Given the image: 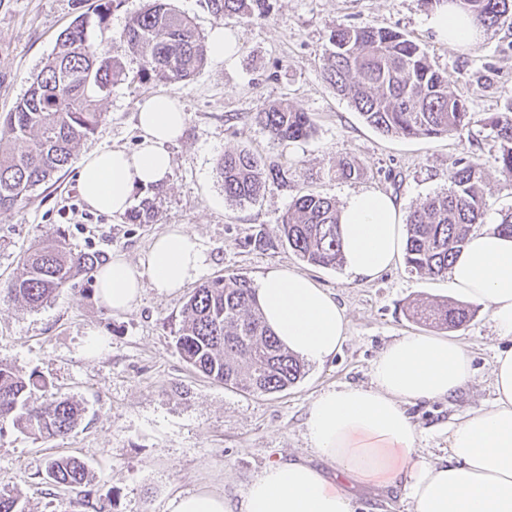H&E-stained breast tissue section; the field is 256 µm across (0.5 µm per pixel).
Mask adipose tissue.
<instances>
[{"label":"adipose tissue","mask_w":512,"mask_h":512,"mask_svg":"<svg viewBox=\"0 0 512 512\" xmlns=\"http://www.w3.org/2000/svg\"><path fill=\"white\" fill-rule=\"evenodd\" d=\"M429 25L454 47L475 44L482 35L453 4L433 13ZM185 123L175 98H147L138 113V149L90 153L79 174L82 199L98 212L121 214L137 191L163 185L172 168L166 146L182 136ZM340 231L345 268L355 278L379 277L405 246L400 209L378 191L349 197ZM204 261L197 237L171 226L153 240L145 265L113 254L95 273L97 296L123 313L145 287L165 294L183 288ZM448 286L490 312L501 345L491 369L494 397L449 427L447 458L425 460L406 407L456 396L475 378L472 354L455 339L408 334L378 355L370 386H335L311 401L305 429L313 459L270 463L235 499L207 486L175 493L169 512H354L353 483L402 489L412 512H512V237L495 228L472 233L448 270ZM255 292L265 321L290 353L320 364L341 348L345 310L310 277L273 269Z\"/></svg>","instance_id":"adipose-tissue-1"}]
</instances>
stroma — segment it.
Listing matches in <instances>:
<instances>
[{"label":"stroma","instance_id":"1","mask_svg":"<svg viewBox=\"0 0 512 512\" xmlns=\"http://www.w3.org/2000/svg\"><path fill=\"white\" fill-rule=\"evenodd\" d=\"M146 4L123 0L107 28L94 32L130 68L138 57L120 34ZM171 5L201 34L219 23L232 29L240 43L237 59L229 65L207 59L177 85L151 83L134 92L113 87L102 103L100 127L76 149L67 169L14 212L0 215V293L19 274L28 249L45 238L60 235L75 250L107 258L120 252L141 264L158 233L181 225L203 248L202 280L234 274L254 283L287 266L335 295L345 309L346 339L323 364H306L304 376L288 390L257 395L203 376L176 351L189 288L170 295L145 289L137 305L121 314L100 303L90 275L77 277L36 310L0 296V363L40 376L50 392L74 397L85 408L64 439L36 440L0 427V490L18 495L27 512L73 510V493L44 478V462L52 456L72 455L88 465L92 500L105 512H168L174 493L200 485L236 492L270 462L309 454L305 419L319 393L341 384L370 385L374 360L394 339L433 334V327L409 318L408 308L419 300L452 298L447 278L412 273L401 260L373 280L351 278L341 265L307 264L278 228L296 197L314 192L341 206L352 193L376 190L406 214L447 190L452 162L465 157L484 171L486 223H500L512 212V189L503 187L499 172L500 142L487 123L512 93L511 29L485 32L476 45L452 49L430 30L431 12L422 0H270L265 16L221 22L204 0ZM87 8L86 0H0V113L23 97L58 35ZM336 23L393 29L425 46L432 65L447 72L450 91L470 108L464 136L395 137L366 124L322 76L329 28ZM159 93L178 99L187 125L168 146V181L151 194L155 221L132 224L90 209L77 186L82 160L102 149L136 150L139 106ZM280 102L309 114L308 138L282 144L254 121V113ZM242 148L284 166L287 181L270 186L257 202L239 205L225 199L216 165L225 152ZM344 158L357 162L359 177L336 178L334 169ZM92 332L109 342L98 356L84 352ZM452 336L473 352L474 382L453 399L406 407L420 431L417 445L432 461L447 454L449 425L493 397L497 341L490 313L477 307Z\"/></svg>","mask_w":512,"mask_h":512}]
</instances>
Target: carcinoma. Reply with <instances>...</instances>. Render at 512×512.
Returning a JSON list of instances; mask_svg holds the SVG:
<instances>
[{"mask_svg": "<svg viewBox=\"0 0 512 512\" xmlns=\"http://www.w3.org/2000/svg\"><path fill=\"white\" fill-rule=\"evenodd\" d=\"M123 0H93L87 11L63 31L25 95L0 114V142L12 145L0 153V214L15 210L37 187L45 185L70 164L76 148L94 135L104 113L101 103L112 87L146 83L175 84L189 80L203 66L207 46L193 22L152 0L120 34L139 51L138 69L130 71L117 55L91 35ZM452 2L484 30L512 28V0H426L431 8ZM217 19L265 15L269 0H207ZM330 48L322 74L349 101L364 121L379 132L409 138L462 135L470 111L462 97L448 90V74L436 70L426 47L388 28L338 23L329 33ZM255 121L277 141H299L313 129L308 113L286 103L257 112ZM500 139V173L512 189V94L502 111L488 118ZM227 200L239 205L256 201L271 184L282 183L285 172L266 165L246 149L224 154L216 166ZM481 165L467 158L448 170V190L428 197L406 219L405 261L412 271L439 277L448 268L478 224L484 223L485 202L479 184ZM156 217L154 202L144 198L129 220L147 224ZM281 237L309 264L334 267L344 262L339 210L333 200L308 193L293 200L282 215ZM99 264L95 253L75 252L58 236L42 242L26 258L23 271L7 286L6 296L31 309L46 303L79 273ZM475 310L446 302L414 305L411 318L444 329L469 322ZM175 346L197 372L228 387L253 394L287 390L302 376L299 358L278 344L266 325L255 289L244 277L231 276L200 284L188 296ZM47 383L0 364V423L9 422L37 438H64L77 426L84 408L68 397L34 398ZM45 479L55 488L83 495L78 504L95 506L87 465L75 457H49ZM0 512H26L20 498L0 492Z\"/></svg>", "mask_w": 512, "mask_h": 512, "instance_id": "1", "label": "carcinoma"}]
</instances>
